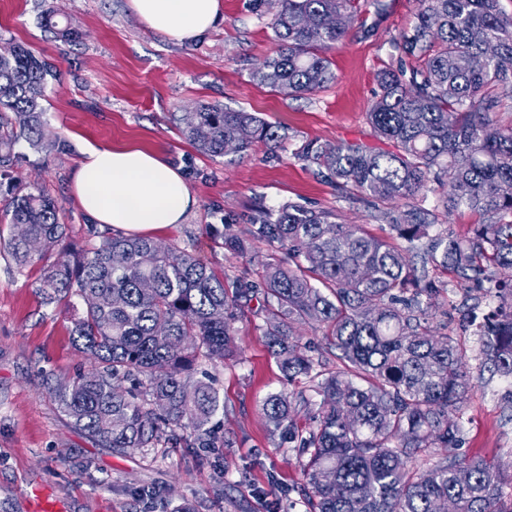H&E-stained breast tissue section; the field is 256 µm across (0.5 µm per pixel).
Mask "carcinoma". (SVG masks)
Here are the masks:
<instances>
[{
	"mask_svg": "<svg viewBox=\"0 0 512 512\" xmlns=\"http://www.w3.org/2000/svg\"><path fill=\"white\" fill-rule=\"evenodd\" d=\"M500 0H417V23L400 37L410 69L378 74L380 92L369 112L374 137L363 142H310L298 158L326 169L336 189L398 208L379 210L403 250L372 236L362 224H342L325 210L288 203L277 214L258 210L247 236L224 238L239 256L263 241L286 250L288 261L267 265L262 282L224 279L195 254L149 238L103 235L74 253L61 205L28 185L11 186L9 233L0 228V253L22 272L53 251L63 260L43 267L41 288L53 303L77 296L82 316L71 330L97 363L67 385L51 386L75 425L117 453L161 443L216 448L212 419L219 397L184 373L198 357L231 359L234 322L260 317L267 347L288 382L304 377L322 396L316 426L296 434L291 396L270 393L261 411L283 440H299L309 512H512L509 478L490 462L453 452L460 430L453 418L474 387L456 338L428 330L439 293L427 265L466 281L489 279L491 267L512 268V124L496 116L495 90L512 86V17ZM354 0H279L268 26L276 49L252 77L288 95L313 92L334 79L327 53L342 42L354 18ZM45 26L63 42L78 37L53 12ZM45 60L22 45L0 54V164L23 138L51 153L60 140L45 128ZM181 133L201 153L245 154L259 139L281 146L274 126L252 112L202 104L178 117ZM443 187L434 209L419 203L430 184ZM482 221L464 239L429 236L435 212L460 209ZM422 269L406 251L422 239ZM496 305L481 333L486 359L512 378V279L487 289ZM263 298L261 308L251 303ZM316 321L329 330L344 370H323L308 354L296 325ZM187 434H178L177 430ZM436 461L419 465L431 455Z\"/></svg>",
	"mask_w": 512,
	"mask_h": 512,
	"instance_id": "obj_1",
	"label": "carcinoma"
}]
</instances>
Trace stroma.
<instances>
[{
  "label": "stroma",
  "instance_id": "35a3bbf8",
  "mask_svg": "<svg viewBox=\"0 0 512 512\" xmlns=\"http://www.w3.org/2000/svg\"><path fill=\"white\" fill-rule=\"evenodd\" d=\"M348 36L329 53L333 82L303 96L258 85L253 71L274 48L267 16L252 0H224V20L206 37L177 43L146 27L129 0H0V49L21 44L49 60L58 77L45 90L48 131L62 150L44 155L26 141L13 148L8 173L59 200L70 243L86 246L89 218L72 193L71 178L90 145L142 146L179 167L198 205L184 223L153 233V240L194 253L225 281L261 280L284 251L264 242L250 259L232 255L225 235L243 236L256 209L286 203L333 212L345 224H364L393 239L387 221L365 198L337 192L329 173L296 157L309 141L373 143L367 114L379 91L378 72L411 66L394 45L416 23V0H355ZM55 11L79 31L75 42L53 38L41 15ZM202 104L257 113L287 133L283 147L255 142L248 155L210 157L182 135L178 115ZM440 294L431 328L464 345L475 390L459 412L458 455H478L512 474V384L493 374L479 336L464 313L486 308L476 285L444 269L434 272ZM41 267L14 271L0 257V512H36L42 490L62 512H174L193 501L197 512H306L301 453L273 436L260 409L269 392L293 387L291 415L300 429L313 425L320 395L307 379L287 384L269 354L258 319L234 324L240 360H198L194 378L212 383L221 407L215 417L220 448L159 445L125 454L98 443L59 408L46 382L65 383L95 363L71 336L79 298L49 304ZM155 488L154 501L138 499Z\"/></svg>",
  "mask_w": 512,
  "mask_h": 512
}]
</instances>
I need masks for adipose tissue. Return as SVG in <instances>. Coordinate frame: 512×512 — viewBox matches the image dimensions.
<instances>
[{
    "instance_id": "adipose-tissue-1",
    "label": "adipose tissue",
    "mask_w": 512,
    "mask_h": 512,
    "mask_svg": "<svg viewBox=\"0 0 512 512\" xmlns=\"http://www.w3.org/2000/svg\"><path fill=\"white\" fill-rule=\"evenodd\" d=\"M152 31L192 43L224 18L223 0H129ZM72 188L93 223L127 233H152L184 221L197 204L179 170L156 151L136 146H88Z\"/></svg>"
}]
</instances>
